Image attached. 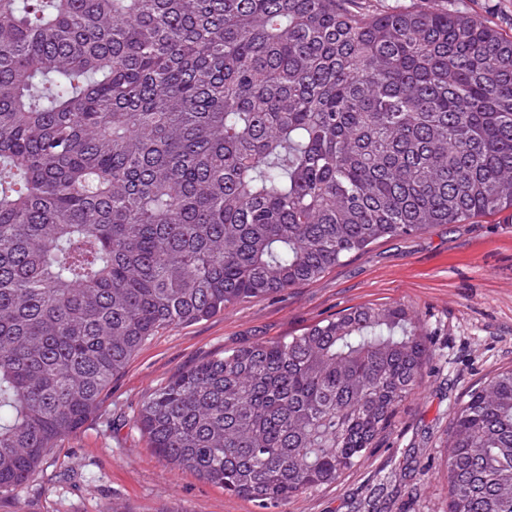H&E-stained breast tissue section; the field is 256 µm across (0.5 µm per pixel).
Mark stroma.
<instances>
[{"mask_svg": "<svg viewBox=\"0 0 512 512\" xmlns=\"http://www.w3.org/2000/svg\"><path fill=\"white\" fill-rule=\"evenodd\" d=\"M406 304L431 345L421 382L375 448L335 482L272 512H448L449 415L486 377L512 367V210L385 239L320 277L148 340L112 381L100 411L59 442L0 512H258L196 474L157 459L130 421L177 372L219 352L302 334L360 305ZM414 472L399 487L398 465Z\"/></svg>", "mask_w": 512, "mask_h": 512, "instance_id": "1", "label": "stroma"}]
</instances>
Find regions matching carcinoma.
Here are the masks:
<instances>
[{
  "label": "carcinoma",
  "mask_w": 512,
  "mask_h": 512,
  "mask_svg": "<svg viewBox=\"0 0 512 512\" xmlns=\"http://www.w3.org/2000/svg\"><path fill=\"white\" fill-rule=\"evenodd\" d=\"M361 0H0V491L158 330L512 209V34ZM431 349L406 305L178 372L132 427L261 508L375 446ZM448 512H512V369L448 423Z\"/></svg>",
  "instance_id": "obj_1"
}]
</instances>
